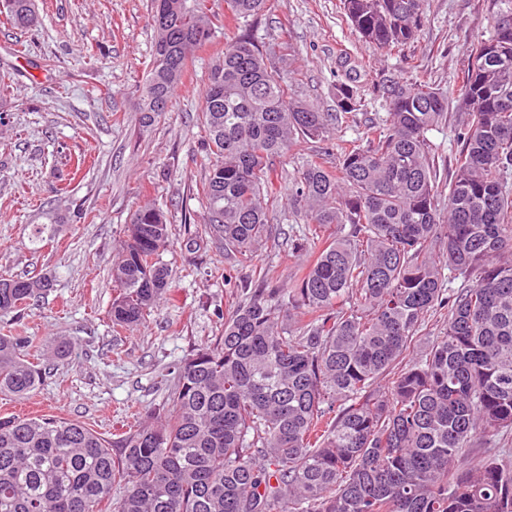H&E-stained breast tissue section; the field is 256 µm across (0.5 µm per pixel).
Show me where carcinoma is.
<instances>
[{
	"instance_id": "cac0c4a2",
	"label": "carcinoma",
	"mask_w": 512,
	"mask_h": 512,
	"mask_svg": "<svg viewBox=\"0 0 512 512\" xmlns=\"http://www.w3.org/2000/svg\"><path fill=\"white\" fill-rule=\"evenodd\" d=\"M378 48L418 38L425 0H341ZM494 34L457 75L453 174L439 191L427 133L448 93L388 77V116L340 146L336 169L312 161L291 205L308 225L291 240L316 249L288 288L238 284L224 332L179 367L171 407L110 437L50 417L0 418V512H512V450L475 459L512 431V0H485ZM266 0H224L238 30L203 96L214 155L201 193L204 232L252 261L271 232L262 205L277 161L331 138L333 114L294 97L274 70L282 46L253 43ZM15 25L33 0H0ZM208 0H153L156 39L139 111L171 103L191 54L213 38ZM344 113L357 89L337 87ZM155 207L132 215L112 264V324L145 321L167 294L158 256L169 242ZM12 277L0 313L49 285ZM443 335L413 354L425 318ZM28 336H0V393L36 390L44 367Z\"/></svg>"
}]
</instances>
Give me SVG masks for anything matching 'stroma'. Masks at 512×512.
<instances>
[{"label":"stroma","mask_w":512,"mask_h":512,"mask_svg":"<svg viewBox=\"0 0 512 512\" xmlns=\"http://www.w3.org/2000/svg\"><path fill=\"white\" fill-rule=\"evenodd\" d=\"M37 27L17 29L0 13V277L50 274L51 286L27 301L22 320L0 314V334L29 336L48 370L25 398L0 394V417L72 420L109 436L136 413L166 401L193 349L220 335L237 300L225 274L261 273L291 286L313 259L288 241L305 224L288 193L310 160L335 168L336 152L293 147L273 174V230L252 264L219 250L203 232L201 182L211 162L203 146L202 98L217 54L234 29L214 7V37L199 49L168 111L142 123L141 87L155 31L152 0H35ZM484 0H427L419 38L395 51L370 47L348 22L341 0H267L251 27L256 44L284 46L298 99L334 113L345 80L341 57L358 60L360 111L340 118L335 144L359 138L369 118L383 119L384 77H422L451 89L471 44L489 38ZM162 210L171 237L159 259L170 270L169 295L142 324L113 326L117 289L112 263L133 212ZM71 352L57 359V340Z\"/></svg>","instance_id":"1"}]
</instances>
